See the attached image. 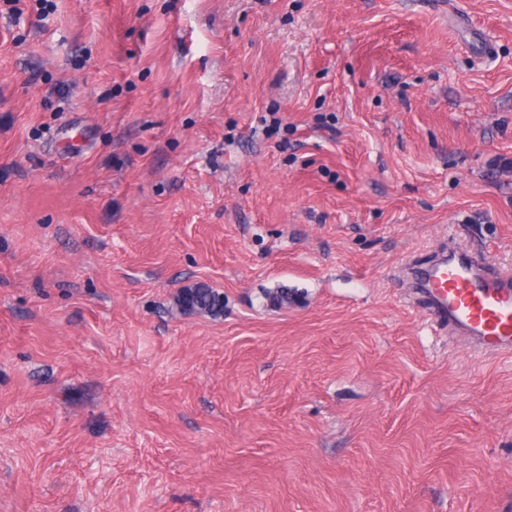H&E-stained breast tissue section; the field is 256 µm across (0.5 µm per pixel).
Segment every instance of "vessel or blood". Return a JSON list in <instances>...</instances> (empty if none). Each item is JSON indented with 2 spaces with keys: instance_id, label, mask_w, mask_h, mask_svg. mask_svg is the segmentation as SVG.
Listing matches in <instances>:
<instances>
[{
  "instance_id": "vessel-or-blood-1",
  "label": "vessel or blood",
  "mask_w": 512,
  "mask_h": 512,
  "mask_svg": "<svg viewBox=\"0 0 512 512\" xmlns=\"http://www.w3.org/2000/svg\"><path fill=\"white\" fill-rule=\"evenodd\" d=\"M407 299L449 335L486 354H512V268L449 242L424 260H408Z\"/></svg>"
}]
</instances>
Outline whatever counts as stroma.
<instances>
[{"label":"stroma","mask_w":512,"mask_h":512,"mask_svg":"<svg viewBox=\"0 0 512 512\" xmlns=\"http://www.w3.org/2000/svg\"><path fill=\"white\" fill-rule=\"evenodd\" d=\"M451 237L512 266V0H0V512H512ZM175 305L184 314L219 316L224 313V296L206 285L183 288Z\"/></svg>","instance_id":"obj_1"}]
</instances>
